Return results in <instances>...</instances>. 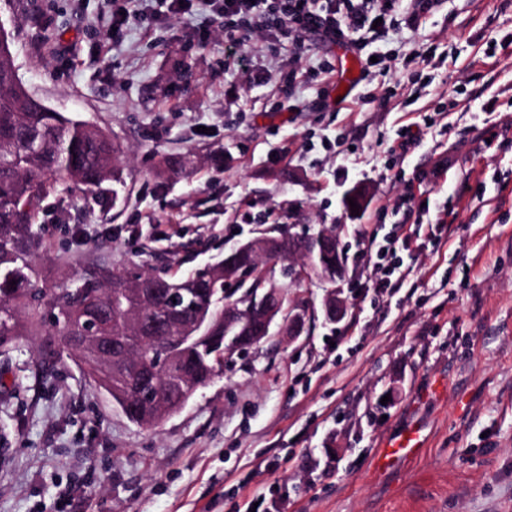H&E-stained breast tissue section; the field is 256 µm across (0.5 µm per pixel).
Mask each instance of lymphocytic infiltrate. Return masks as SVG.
<instances>
[{
  "mask_svg": "<svg viewBox=\"0 0 512 512\" xmlns=\"http://www.w3.org/2000/svg\"><path fill=\"white\" fill-rule=\"evenodd\" d=\"M99 20L111 44L122 43L130 21H159L195 15L205 9L224 20V68L249 73L259 63L247 54L254 40L268 48L288 41L293 60L316 44L342 42L364 50L392 31L414 29L419 19L444 0H153L128 11L120 0H102Z\"/></svg>",
  "mask_w": 512,
  "mask_h": 512,
  "instance_id": "f902f5d3",
  "label": "lymphocytic infiltrate"
}]
</instances>
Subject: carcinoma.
<instances>
[{"label":"carcinoma","instance_id":"cac0c4a2","mask_svg":"<svg viewBox=\"0 0 512 512\" xmlns=\"http://www.w3.org/2000/svg\"><path fill=\"white\" fill-rule=\"evenodd\" d=\"M12 36L0 31V346H6L41 319L45 291L39 288L32 252L43 240L39 222L43 200L77 192L93 196L106 183L122 182L120 149L103 130L73 119L63 112L34 103L19 84ZM277 260L245 256L235 268L242 297L257 299L270 293L279 311L288 308V297L267 288ZM143 289L135 300L143 326L164 337V343L143 351L142 371L135 375L116 370L121 352L112 360L88 358L86 373L99 379L112 392V399L138 400L147 395L153 361L177 358L193 373L194 397L224 369V313L212 300L224 293V278L189 272L182 276L144 269ZM128 281L119 271L110 278L76 276L59 285L57 336H82L87 332L89 312L99 314L108 334L130 347L138 344L129 325L124 290ZM206 308V327L189 342L185 322L193 307Z\"/></svg>","mask_w":512,"mask_h":512}]
</instances>
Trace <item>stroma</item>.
I'll return each instance as SVG.
<instances>
[{"label": "stroma", "mask_w": 512, "mask_h": 512, "mask_svg": "<svg viewBox=\"0 0 512 512\" xmlns=\"http://www.w3.org/2000/svg\"><path fill=\"white\" fill-rule=\"evenodd\" d=\"M100 8L0 9L29 90L124 153L123 185L99 203L43 201L44 310L96 265L179 274L263 231L334 229L347 275L272 278L301 335L277 321L155 427L129 421L66 351L43 365L50 324L0 347V512H238L258 492L287 512H512V0H446L378 42L387 74L334 106L322 84L297 83L294 112L276 109L280 81L225 72L220 24L206 40L190 18L135 22L107 51ZM428 116L421 146L394 163L401 128ZM190 154L193 168L162 171ZM402 195L423 222L445 208L455 221L413 239L402 287L381 295L360 235L394 231L399 214L378 208ZM332 291L348 301L336 323L321 308ZM411 430L421 455L378 471V452Z\"/></svg>", "instance_id": "obj_1"}]
</instances>
